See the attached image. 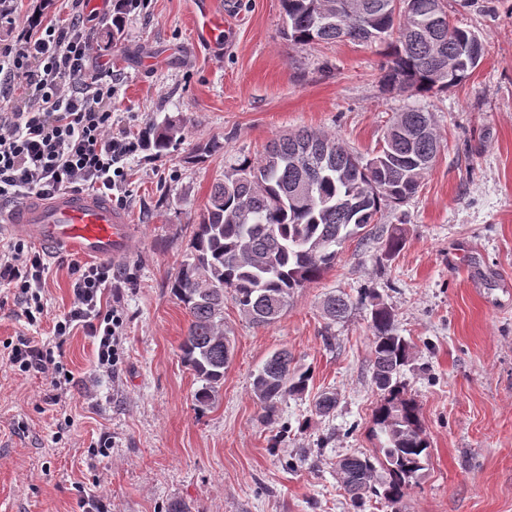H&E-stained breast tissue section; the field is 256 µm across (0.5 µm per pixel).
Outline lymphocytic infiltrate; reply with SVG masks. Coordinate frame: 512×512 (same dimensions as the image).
<instances>
[{
    "mask_svg": "<svg viewBox=\"0 0 512 512\" xmlns=\"http://www.w3.org/2000/svg\"><path fill=\"white\" fill-rule=\"evenodd\" d=\"M86 2L71 0L68 20L19 28L12 0H0V27L17 29L13 38L0 40V97L12 103L0 112V202L81 187L111 196L123 188L129 159L145 147L143 139L113 126L112 83L89 67L94 45L84 30ZM67 268L74 301L57 318L54 333L83 329L97 345L99 365L115 369L124 321L104 294L116 273L111 263L75 258ZM48 274L40 254L23 243L0 245V284L19 302L28 325L44 317ZM7 361L20 372L49 375L56 389L69 383L54 350L35 338H18Z\"/></svg>",
    "mask_w": 512,
    "mask_h": 512,
    "instance_id": "lymphocytic-infiltrate-1",
    "label": "lymphocytic infiltrate"
}]
</instances>
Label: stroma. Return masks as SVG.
I'll return each mask as SVG.
<instances>
[{
	"label": "stroma",
	"mask_w": 512,
	"mask_h": 512,
	"mask_svg": "<svg viewBox=\"0 0 512 512\" xmlns=\"http://www.w3.org/2000/svg\"><path fill=\"white\" fill-rule=\"evenodd\" d=\"M224 13V48L195 38V0H147L124 16L122 38L95 49L116 93L115 127L133 133L183 118L174 150L130 159L124 212L133 226L113 288L124 313L122 362L99 371L96 347L75 330L61 348L73 381L0 359V512H391L380 500L353 508L336 471L342 456L378 445L372 414L373 336L360 302L372 290L413 343L401 375L420 412L430 459L402 512H512V0H448L455 24L488 52L460 85L432 96L388 92L385 45L348 41L296 45L284 34L281 0H210ZM428 108L441 148L418 193L384 206L365 241H348L336 266L296 292L269 326L224 305L233 358L209 407L180 358L188 317L170 292L190 250L211 187L230 164L259 159L276 136L302 129L336 135L371 157L396 112ZM218 141L198 163L189 157ZM400 228L404 243L384 244ZM45 317L29 326L16 300L0 307V347L19 337L52 340V323L73 302L66 257L49 254ZM350 295L348 316L329 323L326 296ZM288 349L310 369L305 397L259 420L257 369ZM324 390L336 411L320 416Z\"/></svg>",
	"instance_id": "stroma-1"
}]
</instances>
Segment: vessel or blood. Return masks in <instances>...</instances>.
Here are the masks:
<instances>
[{
  "instance_id": "b4317fda",
  "label": "vessel or blood",
  "mask_w": 512,
  "mask_h": 512,
  "mask_svg": "<svg viewBox=\"0 0 512 512\" xmlns=\"http://www.w3.org/2000/svg\"><path fill=\"white\" fill-rule=\"evenodd\" d=\"M221 15H206L197 35L210 45L222 43ZM0 226L40 248L87 258L126 253L132 226L107 201L91 194L63 192L50 199L30 198L18 208L0 210Z\"/></svg>"
}]
</instances>
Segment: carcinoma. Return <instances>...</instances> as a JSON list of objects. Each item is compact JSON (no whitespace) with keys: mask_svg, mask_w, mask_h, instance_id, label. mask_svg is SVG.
I'll list each match as a JSON object with an SVG mask.
<instances>
[{"mask_svg":"<svg viewBox=\"0 0 512 512\" xmlns=\"http://www.w3.org/2000/svg\"><path fill=\"white\" fill-rule=\"evenodd\" d=\"M133 0H115L109 48L122 34L123 15ZM285 36L294 44L348 40L384 43L390 60L381 83L389 91L437 94L469 78L481 58L463 51L471 31L448 28L441 0H282ZM180 127L166 121L148 131L147 147L165 154ZM441 143L433 113L408 108L391 122L381 148L370 158L349 151L336 137L315 130L281 135L253 161L240 160L213 185L196 225L190 253L171 291L190 317L179 349L182 362L202 382L196 402L206 407L224 381L232 346L224 334V301L250 322L270 325L291 297L336 265L343 245L377 223L383 206L413 197ZM372 383L383 395L373 413L380 447L340 459L336 468L356 505L368 497L392 512L430 451L415 403L406 397L401 370L411 343L395 329L391 308L369 291ZM350 300L331 295L323 305L334 321ZM312 373L292 365L286 350L273 353L253 380L261 417L272 420L279 405L308 391ZM332 392L315 400L316 413L336 409Z\"/></svg>","mask_w":512,"mask_h":512,"instance_id":"cac0c4a2","label":"carcinoma"}]
</instances>
